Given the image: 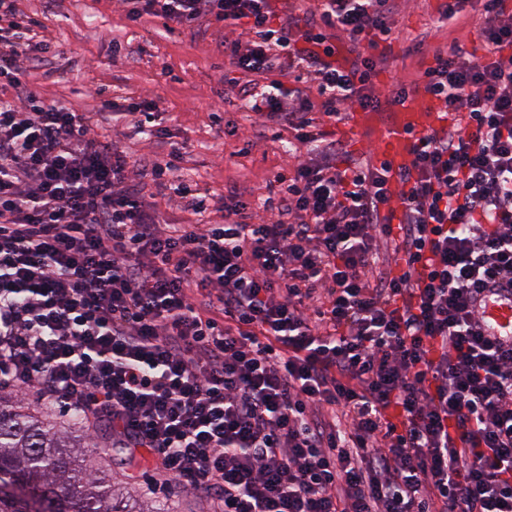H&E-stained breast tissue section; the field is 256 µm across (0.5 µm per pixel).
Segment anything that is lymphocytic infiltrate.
Listing matches in <instances>:
<instances>
[{
	"label": "lymphocytic infiltrate",
	"instance_id": "obj_1",
	"mask_svg": "<svg viewBox=\"0 0 512 512\" xmlns=\"http://www.w3.org/2000/svg\"><path fill=\"white\" fill-rule=\"evenodd\" d=\"M481 0L485 54L434 50L424 90L465 124L416 137L410 168L362 163L320 127L377 110L373 55L393 0H121L131 22L243 28L224 62L265 75L238 95L295 132L273 218L155 180L197 217L146 204L90 113L21 80L51 53L31 23L0 30V390L108 423L112 449L211 512H512V343L485 335V292L512 293V14ZM344 33L333 65L329 31ZM293 74L295 87L281 78ZM153 135L156 100H102ZM224 221L214 224L209 208Z\"/></svg>",
	"mask_w": 512,
	"mask_h": 512
}]
</instances>
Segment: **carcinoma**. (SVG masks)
Wrapping results in <instances>:
<instances>
[{"label":"carcinoma","mask_w":512,"mask_h":512,"mask_svg":"<svg viewBox=\"0 0 512 512\" xmlns=\"http://www.w3.org/2000/svg\"><path fill=\"white\" fill-rule=\"evenodd\" d=\"M77 423L61 425L41 406L0 394V512H173L149 494L132 493L83 451Z\"/></svg>","instance_id":"carcinoma-1"}]
</instances>
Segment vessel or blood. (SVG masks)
I'll use <instances>...</instances> for the list:
<instances>
[{
    "mask_svg": "<svg viewBox=\"0 0 512 512\" xmlns=\"http://www.w3.org/2000/svg\"><path fill=\"white\" fill-rule=\"evenodd\" d=\"M449 120V115L441 112L434 100L418 93L408 96L394 112L385 116L364 109L351 113L347 124L356 131L372 129L378 154L396 173L412 162L413 134L428 132ZM484 303L487 317L485 333L505 342L512 340V300L490 293Z\"/></svg>",
    "mask_w": 512,
    "mask_h": 512,
    "instance_id": "1",
    "label": "vessel or blood"
}]
</instances>
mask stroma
<instances>
[{"label":"stroma","instance_id":"obj_1","mask_svg":"<svg viewBox=\"0 0 512 512\" xmlns=\"http://www.w3.org/2000/svg\"><path fill=\"white\" fill-rule=\"evenodd\" d=\"M443 0H397L392 35L375 55L378 76L372 92L386 98L392 84L420 86L428 52L464 45L483 56L482 19L468 11L452 26L432 19ZM22 19H37L60 54L34 61L26 77L42 99L66 102L78 112L97 111L113 92L154 99L162 111L160 139L134 134L124 120L99 122L96 131L116 142L141 166L180 151V173L212 198L237 191L252 207L253 223L268 220L263 203L276 173H292V132L265 125L236 96L241 85L264 87L265 76L235 73L225 83L221 29L166 32L161 20L130 22L117 0H15ZM424 36L426 55L406 52L411 39Z\"/></svg>","mask_w":512,"mask_h":512}]
</instances>
